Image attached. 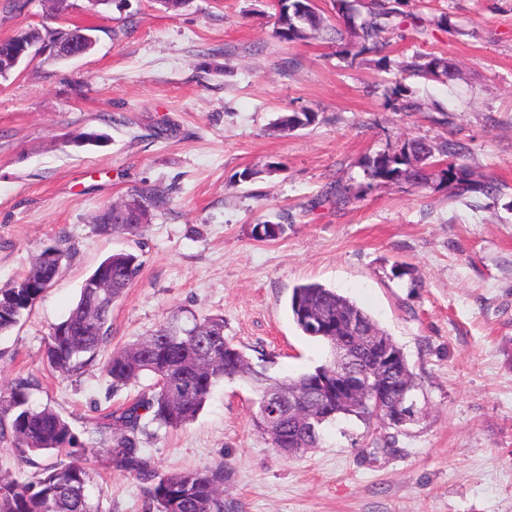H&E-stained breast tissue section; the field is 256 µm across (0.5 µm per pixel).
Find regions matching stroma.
<instances>
[{"instance_id":"35a3bbf8","label":"stroma","mask_w":512,"mask_h":512,"mask_svg":"<svg viewBox=\"0 0 512 512\" xmlns=\"http://www.w3.org/2000/svg\"><path fill=\"white\" fill-rule=\"evenodd\" d=\"M386 33L390 69L348 55V40L276 35L274 0H0V39L47 25L98 27V42L65 64L43 59L0 78V288L42 250L68 257L54 281L0 335V387L31 376V399L96 449L90 493L101 512H148L146 486L111 468L94 429L141 395L113 391L100 366L53 373L45 338L85 279L117 252L140 270L112 307L109 349L149 335L176 310L220 315L224 335L274 378L328 357L288 312L295 285L319 283L365 310L402 349L420 410L392 448L369 453L363 424L326 425L318 448L276 452L253 424L256 398L218 384L198 418L171 430L145 423L137 446L160 469L223 460L243 512H512V0H399ZM451 60L442 83L398 72L403 57ZM407 87L425 105L400 112ZM441 110L446 124L434 122ZM312 111L290 132L275 120ZM104 143L78 148L79 131ZM458 139L489 194H455L432 179L369 181L366 159L411 139ZM350 189L345 203L330 183ZM147 184L170 191L144 236L100 232L95 216ZM283 224L273 241L253 235Z\"/></svg>"}]
</instances>
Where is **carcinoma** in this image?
Wrapping results in <instances>:
<instances>
[{
    "label": "carcinoma",
    "mask_w": 512,
    "mask_h": 512,
    "mask_svg": "<svg viewBox=\"0 0 512 512\" xmlns=\"http://www.w3.org/2000/svg\"><path fill=\"white\" fill-rule=\"evenodd\" d=\"M400 12L390 0H374L367 7L360 24L350 28L356 54H375L380 61L385 43L382 34L396 27ZM278 37L289 43L304 40L324 29V18L310 0H278ZM400 70L425 80L448 78V61L443 57L414 54L399 63ZM318 113L294 112L282 116L276 127L283 131L316 123ZM469 148L461 141L432 143L412 140L397 153L378 154L365 164L366 174L374 180L407 181L425 186L437 157L451 159L440 171L442 179L464 195L489 193L494 186L470 179L465 165L459 163ZM116 205L104 208L96 217L99 229L125 231L141 236L151 220V213L169 204L168 192L159 186H144ZM284 231L278 223L267 221L253 228L255 236L275 240ZM67 253L56 247L43 250L29 271L13 287L0 290V335L15 327L46 285L59 273ZM139 271L138 257L132 253H114L104 259L88 280L112 278L110 288H81L80 296L68 316L51 327L45 341L44 358L48 367L64 375H77L96 362L106 346L112 305L123 297ZM289 310L303 335L328 346L336 345V318L354 316L373 327L371 316L332 288L317 283L293 288ZM328 365L321 364L298 376L271 378L255 368L244 351L224 336V317H183L174 312L158 327L129 347L112 352L101 370L118 391L143 378L150 380L140 397L130 405L113 411L95 424L97 432L114 448L112 464L134 478L149 484L155 512H240L237 502L225 497V486L232 479L230 465L222 460L200 469L162 471L137 446L136 433L144 416L170 428L192 422L209 400L216 385L225 379L240 378L258 393L276 390L280 400L299 394L315 408L317 419L296 422L288 409L266 423L255 413L254 426L266 435L281 455L293 458L319 446L324 426L339 416L354 417L367 428L373 449L391 447L387 430H398L390 404L403 397L404 388L414 389L415 381L407 360H402L390 382L384 386L388 403L378 407L373 400H343L316 389L315 380ZM332 369L336 365L328 366ZM38 386L35 378L19 377L10 387L8 397L0 396V439L10 438L11 451L22 462L44 452L64 451L70 462L33 474L20 483L0 478V512H98L88 493L92 475L89 468L91 449L78 443L68 421L50 407L30 404V391Z\"/></svg>",
    "instance_id": "cac0c4a2"
}]
</instances>
